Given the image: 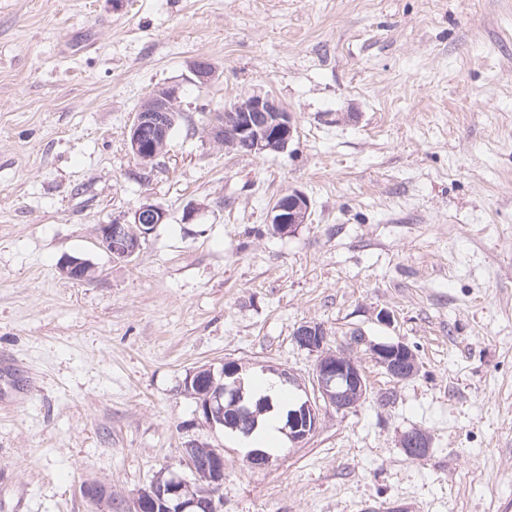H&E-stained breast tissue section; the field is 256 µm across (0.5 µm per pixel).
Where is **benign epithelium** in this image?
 Segmentation results:
<instances>
[{
    "instance_id": "obj_1",
    "label": "benign epithelium",
    "mask_w": 512,
    "mask_h": 512,
    "mask_svg": "<svg viewBox=\"0 0 512 512\" xmlns=\"http://www.w3.org/2000/svg\"><path fill=\"white\" fill-rule=\"evenodd\" d=\"M192 71L200 84L210 82L215 76V68L203 60L196 61ZM177 111L178 90L174 87L157 88L138 107L128 125L126 137L131 154L142 165L154 163L164 153L171 114ZM230 111L232 116L228 123L213 121L206 127L208 135L218 144L222 145L228 139L253 153L279 152L287 148L293 139L291 115L269 95L253 94L245 104L236 105ZM309 210V199L303 193L293 191L272 206L270 223L275 232L284 235L294 225L305 223ZM166 220L167 212L161 206L145 202L132 213L131 219L100 225L98 245L112 261L128 262L139 250L142 240ZM81 270L92 271L94 265L77 257L68 258L60 265L61 273L68 278ZM295 342L299 347L318 354L313 377L316 401H302L299 408L288 415L284 428L291 441L301 442L316 428L319 402L337 410L349 409L365 398L367 386L354 359L326 349L327 332L323 326L317 323L301 325L295 333ZM358 343L366 345L376 363L395 379L406 380L419 371L417 355L402 342L376 343L361 337ZM221 374L224 378L222 387L216 386L214 371L206 366L192 371L185 381L188 392L197 399L205 422L212 427L222 421L219 413L221 398L238 403L244 385V369L235 362L225 363ZM399 445L405 451L422 457L429 451L430 439L424 431L416 429L402 434ZM184 464L203 485L195 487L184 475L170 469L138 492L134 512H222L216 495L224 483L227 469L223 450L214 448L202 457L193 444L184 449Z\"/></svg>"
}]
</instances>
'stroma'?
<instances>
[{
	"instance_id": "1",
	"label": "stroma",
	"mask_w": 512,
	"mask_h": 512,
	"mask_svg": "<svg viewBox=\"0 0 512 512\" xmlns=\"http://www.w3.org/2000/svg\"><path fill=\"white\" fill-rule=\"evenodd\" d=\"M162 86L181 120L146 168L126 128ZM255 92L292 114L286 149L207 137ZM292 190L308 220L274 233ZM146 201L166 223L112 262L97 227ZM306 322L366 398L251 468L184 381L235 361L312 387ZM192 444L224 451L223 512H512V0H0V512H131ZM357 344L366 345L376 363L395 379L406 380L419 371L417 355L404 343H376L361 337ZM399 445L417 457L425 456L430 448L429 436L422 430H411L401 435Z\"/></svg>"
}]
</instances>
